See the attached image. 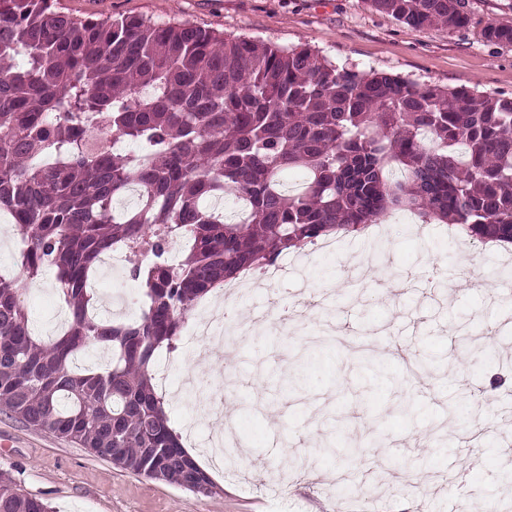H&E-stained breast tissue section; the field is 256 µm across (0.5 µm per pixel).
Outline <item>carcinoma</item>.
Here are the masks:
<instances>
[{
    "label": "carcinoma",
    "instance_id": "carcinoma-1",
    "mask_svg": "<svg viewBox=\"0 0 512 512\" xmlns=\"http://www.w3.org/2000/svg\"><path fill=\"white\" fill-rule=\"evenodd\" d=\"M414 28L473 23L468 0H368ZM481 37L512 45V25ZM301 170L303 190L283 175ZM135 186L120 215L112 201ZM245 196L233 221L202 205ZM0 211L22 274L0 273V408L148 478L215 482L170 425L159 349L217 286L335 229L410 212L512 244V96L357 71L303 44L258 45L190 22L80 18L52 0H0ZM182 240L174 264L164 255ZM129 254L140 315L93 312L102 256ZM55 274L62 334L34 331L24 295ZM309 356L277 375L304 384ZM0 512H49L0 472Z\"/></svg>",
    "mask_w": 512,
    "mask_h": 512
}]
</instances>
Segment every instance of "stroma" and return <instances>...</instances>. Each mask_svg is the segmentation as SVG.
Wrapping results in <instances>:
<instances>
[{
	"mask_svg": "<svg viewBox=\"0 0 512 512\" xmlns=\"http://www.w3.org/2000/svg\"><path fill=\"white\" fill-rule=\"evenodd\" d=\"M476 24L448 33L414 29L373 10L368 0H55L78 17L142 16L157 23L187 21L231 37L291 48L307 44L330 62L359 71L376 69L411 81L474 87L512 94V45L490 44L487 23L512 25V0H469ZM512 250L490 244L477 250L445 224L421 227L418 218L394 217L370 234L339 236L333 252L311 254L280 283L257 284L232 307L248 321L270 305L294 316L287 335L251 336L241 349L225 350L222 367L201 359L195 337L181 335L175 351H160L155 366L167 394L172 427L184 435L218 487L205 496L174 483L119 468L78 444L34 429L0 412V470L52 512H457L459 504L488 502L512 512L499 482L512 466ZM98 309L112 318L139 315L140 291L128 265L100 267L94 279ZM331 302L332 343L313 355L299 395L271 375L308 352L323 327L311 311ZM38 336L57 335L67 320L53 273L26 296ZM377 336L372 350L388 368L368 383L354 343ZM441 365L409 380L391 346ZM225 394L240 440L236 463L207 447L210 400ZM410 401L416 418L402 416ZM452 435L447 451L432 437ZM359 445L373 465L392 478L375 498H329L343 461L322 460V442ZM306 462L302 479L286 491L271 474L289 455Z\"/></svg>",
	"mask_w": 512,
	"mask_h": 512,
	"instance_id": "35a3bbf8",
	"label": "stroma"
}]
</instances>
